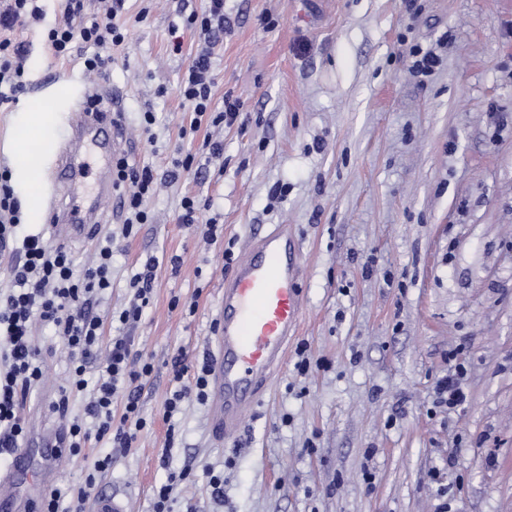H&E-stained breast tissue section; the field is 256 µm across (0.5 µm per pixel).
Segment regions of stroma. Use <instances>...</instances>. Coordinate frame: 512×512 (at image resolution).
<instances>
[{
    "instance_id": "1",
    "label": "stroma",
    "mask_w": 512,
    "mask_h": 512,
    "mask_svg": "<svg viewBox=\"0 0 512 512\" xmlns=\"http://www.w3.org/2000/svg\"><path fill=\"white\" fill-rule=\"evenodd\" d=\"M206 0H127L125 57L110 76L57 60L45 31H17L29 49L30 89L0 110V171L7 143L32 102H52L43 147L54 167L70 111L112 87L123 121L116 150L163 180L150 223L120 240L112 286L93 309L110 318L149 257L159 266L135 348L154 365L141 392L145 428L131 450L103 447L63 460L60 486H83L152 512L168 472L191 468L173 512H512V0H224L213 49V104L240 102L243 125L220 131L222 159L182 137L192 114L177 89L200 47L184 10ZM149 14L135 17L141 8ZM180 29L182 54L170 50ZM441 62L415 76L411 47ZM166 95H159L158 87ZM156 122L144 133V112ZM197 153L172 175L178 149ZM284 195H277V188ZM209 202L234 258L251 229L289 225L303 267L295 343L244 415L237 435H212L209 404L164 414L173 359L192 365L215 336L221 290L234 269L200 228L180 223V201ZM44 380L22 405L28 442L36 419H57L67 350L34 325ZM461 366L466 401L434 402V385ZM176 441L161 453L168 429ZM224 479L215 499L210 475Z\"/></svg>"
}]
</instances>
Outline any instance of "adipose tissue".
Masks as SVG:
<instances>
[{"label":"adipose tissue","mask_w":512,"mask_h":512,"mask_svg":"<svg viewBox=\"0 0 512 512\" xmlns=\"http://www.w3.org/2000/svg\"><path fill=\"white\" fill-rule=\"evenodd\" d=\"M49 122V113H26L20 124L21 132L10 147L14 173L27 187L24 206L28 217L34 220L40 219L42 214L39 177L43 165L42 142Z\"/></svg>","instance_id":"adipose-tissue-1"}]
</instances>
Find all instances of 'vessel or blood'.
Masks as SVG:
<instances>
[{
	"instance_id": "b4317fda",
	"label": "vessel or blood",
	"mask_w": 512,
	"mask_h": 512,
	"mask_svg": "<svg viewBox=\"0 0 512 512\" xmlns=\"http://www.w3.org/2000/svg\"><path fill=\"white\" fill-rule=\"evenodd\" d=\"M74 143L61 153L55 175L59 207L76 208V162L84 144L111 153L108 129L93 122L87 109H80ZM59 242L88 238L92 224H52ZM302 267L292 233L279 224L248 242L233 274L225 279L219 309V331L213 345L210 398L212 431L216 437L237 432L243 413L265 388L272 374L285 362L288 344L301 317L298 281ZM45 450V470H31L33 449L13 454V468L0 473V512H30L37 494L46 488L45 471L55 468L64 454V432L52 428ZM31 470L33 494H25L15 474Z\"/></svg>"
}]
</instances>
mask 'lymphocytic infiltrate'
Wrapping results in <instances>:
<instances>
[{"instance_id":"lymphocytic-infiltrate-1","label":"lymphocytic infiltrate","mask_w":512,"mask_h":512,"mask_svg":"<svg viewBox=\"0 0 512 512\" xmlns=\"http://www.w3.org/2000/svg\"><path fill=\"white\" fill-rule=\"evenodd\" d=\"M63 19L48 28L45 41L55 58L70 56L76 45L92 47L83 61L86 74L106 75L112 52L123 47L128 21L123 15L125 0H100L98 18L84 17L85 0H64ZM204 12H190L186 29L203 41L204 48L190 61L179 87V96L190 110L191 132L201 126L231 127L240 117V103L225 96L224 106L212 107L214 86L212 48L224 32V0H208ZM46 0H0V107L16 104L25 94L23 79L28 49L17 39L20 25L40 23ZM113 185L122 193L127 214L121 228L130 237L136 225L149 223V202L156 193L158 172L150 166L130 164L126 157L112 160ZM18 204L9 186L8 174L0 175V248L19 244L20 259L12 270V286L0 296V453L19 448L27 434L20 408L31 389L44 378L41 352L32 339L34 322L52 325L66 345L71 359L70 381L57 402L67 411L71 396L89 391L83 413L67 427L68 457L83 455L92 444L131 449L145 427L139 391L153 371L134 348L133 330L148 306L151 284L159 265L149 258L130 283L135 293L129 305L116 316L121 334L104 335V320L92 311L95 295L112 286V246L98 245L94 259L74 269L66 246L48 247L43 234L17 237ZM99 362L95 384L85 374L91 362ZM172 390L165 409L174 415L189 398L205 401L209 389V364L188 366L182 358L171 365Z\"/></svg>"}]
</instances>
